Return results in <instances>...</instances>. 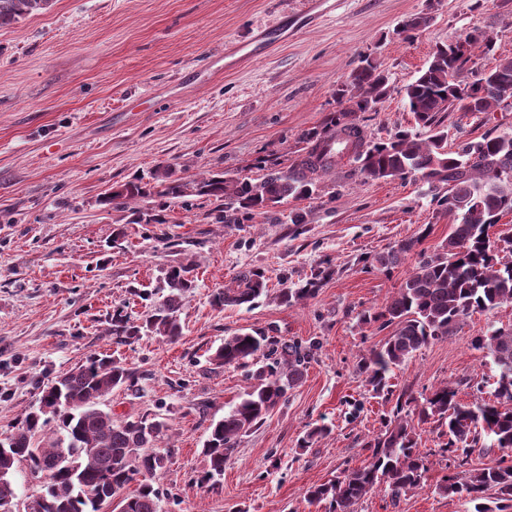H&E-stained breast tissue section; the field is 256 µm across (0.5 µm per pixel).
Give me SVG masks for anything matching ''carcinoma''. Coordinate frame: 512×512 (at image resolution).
<instances>
[{"instance_id": "1", "label": "carcinoma", "mask_w": 512, "mask_h": 512, "mask_svg": "<svg viewBox=\"0 0 512 512\" xmlns=\"http://www.w3.org/2000/svg\"><path fill=\"white\" fill-rule=\"evenodd\" d=\"M50 0H0V25L47 9ZM429 17L405 20L399 33L409 40L426 27ZM492 39L476 31L464 40L441 45L419 75L405 88L406 104L426 136L398 130L387 139L368 141L352 116L375 112L386 94L387 78L365 59L348 85L338 90L339 114L320 129L302 133V153L287 167L274 163L258 182L227 179L215 173L199 181L170 179L166 170L152 176L160 197L171 199L205 195L222 202L223 222L238 215H265L278 204L311 197L322 179L347 155L355 157L360 172L373 180L418 174L447 191L437 202L454 223L440 250L417 253L418 261L397 293L378 310L362 314L366 324L392 328L385 341L362 356L359 371L373 391H384L387 375L430 342L453 334L457 324L475 314L512 302V234L492 229L512 213V135L486 134L448 147V127L440 115L458 111L487 114L512 112V58L489 70L474 68L477 48L490 49ZM151 188V189H153ZM140 182H128L105 197V203L125 208L151 195ZM415 241L401 243L377 258L392 266L412 252ZM189 267L173 266L166 273L167 297L155 305L142 324L123 311L112 314V335L123 339L151 333L167 341L181 335L178 312L193 288ZM315 293V283L282 288L280 304L291 306ZM267 294L264 272L252 268L238 273L214 294L220 307L252 306ZM471 346L485 352L498 369L494 400L478 396L469 402L442 385L432 389L421 405L405 418L387 425L367 441L371 461L343 471L335 479L307 492L311 504L329 503V512H356L367 495L382 491L396 502L425 485L427 453L417 448L416 429L436 423L447 441L441 448L456 472L444 476L438 490L473 505L472 512H503L512 502V328L491 329L475 336ZM315 344L279 340L263 332L237 333L224 338L212 360L219 366H245L262 355L269 363L249 374L241 401L224 418L211 424L204 444L208 477L224 473L238 440L258 426L297 386L313 356ZM139 391L136 372L108 355L92 354L86 361L42 389L38 410L27 414L21 426L0 437V512H14L13 474L24 465L31 476L46 483L36 497L35 512H105L120 498L122 512H159V491L153 482L166 468L167 454L158 443L168 431L163 420L146 416L118 418L100 408L116 387ZM492 437L502 452L494 462L472 465L481 435ZM137 484L132 494H124Z\"/></svg>"}]
</instances>
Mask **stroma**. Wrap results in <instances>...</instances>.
<instances>
[{"instance_id":"obj_1","label":"stroma","mask_w":512,"mask_h":512,"mask_svg":"<svg viewBox=\"0 0 512 512\" xmlns=\"http://www.w3.org/2000/svg\"><path fill=\"white\" fill-rule=\"evenodd\" d=\"M318 25L289 36L270 57L228 69L224 45L254 28L295 18L305 0H51L48 9L0 27V433L21 422L43 386L106 353L139 377L138 392L113 389L103 409L166 421L167 466L155 486L161 512H324L309 487L364 465L366 441L384 432L394 398L374 396L358 370L386 337L363 323L413 269L418 251L437 252L451 221L436 191L418 176L364 178L346 157L311 198L238 223L219 220L214 199L174 200L165 223L133 224L103 205L113 187L167 167L192 181L214 172L260 180L256 161L289 166L304 130L337 110L335 93L362 57L389 77L377 111L356 121L385 139L412 129L404 88L436 46L482 31L494 40L476 67L512 57V0H330ZM428 14L405 40L402 21ZM451 135L512 134V112L444 116ZM301 209L306 222L286 216ZM415 240L395 267L379 255ZM195 280L179 311L175 342L143 335L121 341L112 312L140 320L166 290L170 267ZM264 271L270 296L252 307H218L219 288L239 272ZM316 281L317 293L292 306L272 294ZM512 327V304L460 321L389 378L396 394L422 400L441 385L461 399L492 392L498 370L470 340ZM265 330L286 341L320 342L285 403L243 435L224 473L208 486L203 445L248 384L244 367L212 365L225 337ZM329 432L300 445L311 429ZM432 425L418 431L429 451L423 490L392 502L366 496L357 512H468L437 489L446 475Z\"/></svg>"}]
</instances>
